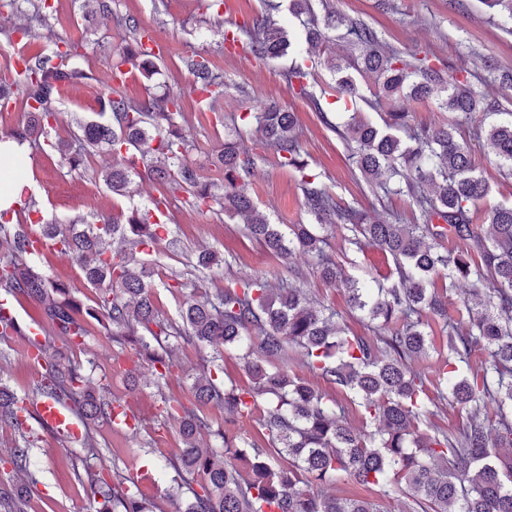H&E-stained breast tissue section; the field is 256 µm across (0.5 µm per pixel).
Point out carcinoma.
<instances>
[{
  "mask_svg": "<svg viewBox=\"0 0 512 512\" xmlns=\"http://www.w3.org/2000/svg\"><path fill=\"white\" fill-rule=\"evenodd\" d=\"M46 2L0 0V14L26 12L24 29L34 42L32 24L43 26L50 19ZM481 2L511 34L512 0ZM279 8V0H263L261 12L241 30L240 42L252 56L277 59L290 48L275 18ZM289 11L303 26L309 48L329 47L336 41L332 32L342 26L353 49L326 59L334 77L326 86L315 78L317 61L289 67L283 73L289 90L306 99L345 141L373 194H408L420 220L389 224L341 205L317 176L305 173L308 163L294 113L276 102H260L251 113L254 132L280 166L301 173L304 207L313 220L274 224L245 189L265 156L244 145L241 131L218 151L220 182L205 180L188 162L195 143L178 122L181 93L136 99L113 85L98 98L97 119L68 120L59 108L61 86L89 78L71 63L83 42L58 39L51 49L37 45L23 71L9 63L13 77H0V103L15 86L25 114L7 137L57 152L70 173L97 154L119 155L120 162L103 171L113 194L130 197L136 180L147 178L158 185L159 197L152 200L156 211L181 192L194 208L240 217L247 233L286 266L288 277L275 284L262 277L229 281L212 293H193L183 300L177 324L155 302L154 261L167 226L150 223V209L133 207L95 223L81 217L67 224L32 219V201L0 211V287L33 302L62 341L60 348L47 347L41 378L31 391L20 395L0 383V423L24 434L31 416L26 403L34 399L66 401L89 426L113 419L117 400L105 385L93 384L96 358L80 363L69 355L70 348L92 335V323H106L112 326V341L133 346L150 363L159 389L174 367L171 341L212 351L210 368L192 383L198 409L162 397L166 422L180 436L172 465L183 480L203 479L184 512H380L367 498L313 488L329 481L374 486L385 496L400 494L409 500L406 512H512V452H499L512 449V206L495 207L488 223L477 226L475 203L491 188L475 172L466 145L457 138V125L410 124L414 106L428 100L459 118L506 114L507 119L485 129L475 127L474 137L485 138L499 167L511 173L512 110L477 85L488 75L512 84V72L484 57L476 59L473 70L451 72L427 55L383 46L359 18L345 19L327 8L317 15L313 0H289ZM116 22L128 39L112 70L127 66L152 81L161 68L144 48L148 33L129 16ZM182 64L192 77L191 88L205 92L202 109L221 119L223 74L196 52L183 57ZM356 73L372 77L375 105L388 106L381 126L357 110L332 118L322 108L328 96L363 99ZM337 230L360 251L373 247L392 257L394 269L386 282L371 285L345 274L326 250ZM450 235L459 242L455 249L445 246ZM39 238L51 250L61 245L78 263L86 285L96 292L93 304L36 267L33 258L40 252L34 241ZM296 255L313 257L323 280L344 289L349 307L374 324L373 335H348L335 312L314 304L297 285L303 272L292 265ZM218 265L216 251L198 252L195 267ZM471 277L485 282V293L465 305L466 314L449 315L448 290ZM433 321L440 327L438 344ZM230 346L245 351L253 386H227L220 380L219 361ZM293 347L301 349V358L290 355ZM432 351L439 362L429 381L414 361ZM476 352L485 355L478 366L472 363ZM301 370L352 392L363 429L352 428L342 404L302 377ZM448 404L466 410L465 425L450 433L423 429L434 409ZM203 407L224 409V424L214 425L200 413ZM257 410L266 449L237 429L240 419ZM205 432L215 444L201 446ZM29 451L25 441L3 460L16 477L0 488V512H26L37 483ZM273 452L288 456L289 465H274ZM87 476L94 512H152L150 502L123 480L111 484L90 471Z\"/></svg>",
  "mask_w": 512,
  "mask_h": 512,
  "instance_id": "cac0c4a2",
  "label": "carcinoma"
}]
</instances>
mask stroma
<instances>
[{"mask_svg":"<svg viewBox=\"0 0 512 512\" xmlns=\"http://www.w3.org/2000/svg\"><path fill=\"white\" fill-rule=\"evenodd\" d=\"M81 3L82 0H57V16L51 19L45 35L53 40L84 36L92 41L93 50L81 63L90 77L70 87L61 103L63 112L90 115L98 109V97L111 85L108 75L123 31L108 14L97 15L86 26L74 27L72 19L80 14ZM325 3L337 13L364 19L385 44L402 52L426 53L454 69L471 67L476 57L484 56L512 70V34L504 32L499 20L490 17L481 0H389L385 9L379 8L378 0ZM259 8L260 0H233L228 8L214 4L203 8L198 0H120L122 13L132 16L142 30L161 40L164 66L155 78L154 90L160 93L170 88L182 92L187 134L196 144L189 154L190 161L204 177H215L211 152L228 132L226 123L217 125L212 113L198 111L190 93L191 77L181 59L197 52L224 74L222 107L226 122L245 115L259 101L283 105L295 114L310 171L318 174L321 183L342 204L376 210L382 220L392 224L410 223L414 211L408 198H375L336 131L321 122L305 99L289 91L282 72L291 64V57L259 61L243 50H225V28L248 25ZM484 118V113H476L471 120L462 122L458 130L459 139L471 148L478 172L491 187L489 196L476 204L482 223L494 206L512 204V175L499 169L485 142L472 136L473 127ZM28 164L34 178L32 198L48 221L65 224L90 212L108 215L133 204L142 207L157 195L155 185L149 181L141 183L140 193L134 199L112 195L102 179L106 160L99 156L78 175L68 173L58 153L52 151H31ZM299 183L298 172L280 167L270 158L254 170L249 192L273 223L306 224L310 218L303 207ZM167 225L174 244L157 256L156 269L162 279L180 272L188 285L212 291L234 279L263 277L275 282L284 274L283 267L265 246L247 236L240 219L217 211L200 213L178 202L169 209ZM329 243L337 261L355 278L380 281L394 266L391 256L372 247L356 250L342 235L330 238ZM205 248L218 251L223 263L200 273L193 270L190 262ZM295 264L305 271L301 286L313 299L335 309L340 322L352 334L370 335L366 319L349 309L342 289L325 283L307 258H296ZM36 265L53 280L73 287L82 299H91V289L70 258L47 250ZM25 351L24 334L0 336V381L20 393L29 389L39 370L37 364L27 359ZM91 351L109 373L113 394L127 400L137 415L140 429L131 435L108 423L97 425L93 436L103 454L88 461L79 446L62 443L38 419H30V468L38 479L30 512H90V488L82 478L88 468L131 477L141 495L155 503L158 512H181L190 491L178 487L176 482L171 460L180 441L174 428L160 426V397L166 394L184 402L191 400L190 380L204 372L205 361L191 346H174L173 356L181 367L174 371L165 391L160 392L148 367L134 366L132 349H120L99 331L91 337L88 350H74L72 356L83 362Z\"/></svg>","mask_w":512,"mask_h":512,"instance_id":"1","label":"stroma"}]
</instances>
